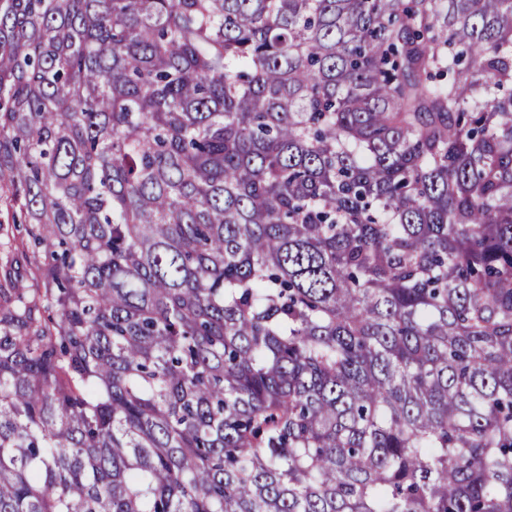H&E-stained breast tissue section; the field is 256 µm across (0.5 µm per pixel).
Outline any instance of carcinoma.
I'll return each mask as SVG.
<instances>
[{"label":"carcinoma","instance_id":"obj_1","mask_svg":"<svg viewBox=\"0 0 512 512\" xmlns=\"http://www.w3.org/2000/svg\"><path fill=\"white\" fill-rule=\"evenodd\" d=\"M0 207V512H512V0H0Z\"/></svg>","mask_w":512,"mask_h":512}]
</instances>
